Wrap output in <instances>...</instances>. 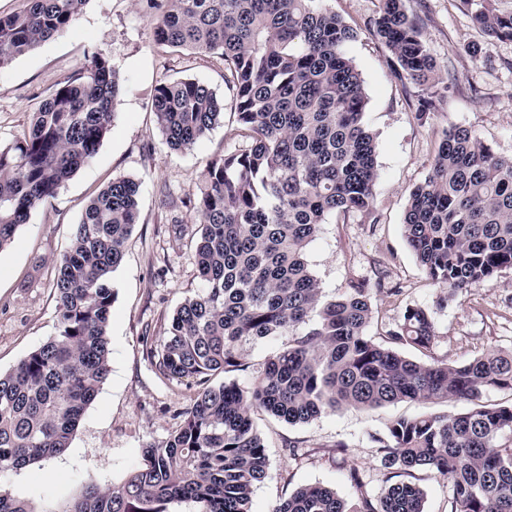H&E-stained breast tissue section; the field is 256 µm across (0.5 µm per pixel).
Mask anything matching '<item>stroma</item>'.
<instances>
[{
  "mask_svg": "<svg viewBox=\"0 0 512 512\" xmlns=\"http://www.w3.org/2000/svg\"><path fill=\"white\" fill-rule=\"evenodd\" d=\"M322 5L355 32L344 51L364 81V122L376 137L378 165L374 213L328 217L306 249L325 297H339L351 281L371 280L380 272L387 285L402 291L374 295L367 334L376 343L387 344V332L405 308L422 306L432 315L437 337L418 360L455 364L490 350L512 349V268L443 303L440 288L428 279L403 232L410 193L427 177L446 128H467L497 155L512 156V42L491 39L474 27L462 0H408L440 76L437 109L421 122L417 86L394 75L386 49L366 28L381 0H322ZM93 48L108 55L121 80L111 129L95 158L0 249V372L5 373L56 333L53 261L69 248L73 226L90 200L114 177L141 182V219L112 275L111 372L65 453L8 479L16 496L41 506L64 505L88 485L120 483L140 464L144 446L167 438L179 424L178 413L189 407L196 385L163 379L148 354L166 336L176 307L199 285L194 264L199 218L182 200L201 180L208 161L243 143L228 113L193 148L169 149L151 110L155 87L187 78L228 98L223 64L156 46L146 0H88L68 29L0 70L1 146L28 126L56 83L76 73ZM176 223L184 227L178 237L171 232ZM281 344L278 337L250 343L243 368L228 373V380L252 386ZM470 407L465 399L400 402L364 412L341 407L298 424L255 413L270 466L253 490L251 512H270L306 485L331 488L355 502L354 468L365 490L380 495L389 471L381 462L377 436L400 417L463 413ZM292 445L297 455H290Z\"/></svg>",
  "mask_w": 512,
  "mask_h": 512,
  "instance_id": "1",
  "label": "stroma"
}]
</instances>
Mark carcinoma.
I'll list each match as a JSON object with an SVG mask.
<instances>
[{"label":"carcinoma","instance_id":"obj_1","mask_svg":"<svg viewBox=\"0 0 512 512\" xmlns=\"http://www.w3.org/2000/svg\"><path fill=\"white\" fill-rule=\"evenodd\" d=\"M0 15V70L66 29L88 0H25ZM321 0H147L161 47L216 57L246 144L210 160L183 201L201 219L198 290L175 309L150 359L170 382L199 390L181 424L142 449L123 482L87 486L69 505L38 507L1 482L53 459L72 436L110 372L112 274L140 223V182L120 176L86 206L69 249L54 260L57 332L0 373V512H167L190 500L197 512H251L267 474V449L252 415L307 423L341 406L368 410L403 401L467 399L461 414L399 418L376 438L399 481L349 505L319 485L298 488L272 512H425L428 471L452 485L451 512H512V404L481 401L488 388L512 392V350L450 365L425 363L367 336L373 292L384 281H352L327 300L306 247L330 215L370 214L378 177L367 95L346 56L354 31ZM488 37L512 41V14L490 0H464ZM395 74L418 86L423 122L440 98L437 64L405 0H382L368 21ZM121 88L110 60L87 56L32 113L29 127L0 147V248L33 211L96 156ZM172 150L194 146L224 118V104L192 79L164 81L151 103ZM404 236L441 301L512 267V157L471 130L444 132L430 175L410 194ZM285 338L255 383L210 384L239 370L249 341ZM394 343L427 349L436 331L427 309L408 307L388 331Z\"/></svg>","mask_w":512,"mask_h":512}]
</instances>
